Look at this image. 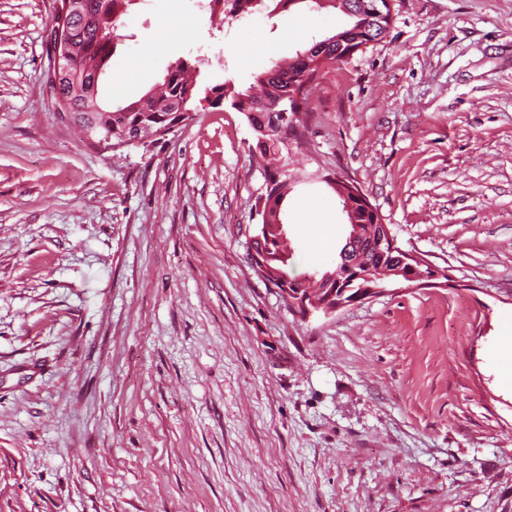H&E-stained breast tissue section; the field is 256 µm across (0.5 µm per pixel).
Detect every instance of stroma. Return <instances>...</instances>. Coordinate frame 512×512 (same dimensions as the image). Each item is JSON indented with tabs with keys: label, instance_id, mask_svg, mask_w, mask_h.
Returning a JSON list of instances; mask_svg holds the SVG:
<instances>
[{
	"label": "stroma",
	"instance_id": "1",
	"mask_svg": "<svg viewBox=\"0 0 512 512\" xmlns=\"http://www.w3.org/2000/svg\"><path fill=\"white\" fill-rule=\"evenodd\" d=\"M54 4L0 0V512H512V0H393L381 42L321 70L290 274L336 266L330 176L448 281L306 319L249 261L246 116L99 147L47 83ZM121 22L115 108L180 57L247 88L347 18L139 0Z\"/></svg>",
	"mask_w": 512,
	"mask_h": 512
}]
</instances>
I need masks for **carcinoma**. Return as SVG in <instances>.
Listing matches in <instances>:
<instances>
[{
  "label": "carcinoma",
  "mask_w": 512,
  "mask_h": 512,
  "mask_svg": "<svg viewBox=\"0 0 512 512\" xmlns=\"http://www.w3.org/2000/svg\"><path fill=\"white\" fill-rule=\"evenodd\" d=\"M262 2L209 0V7L213 17L227 14L241 18L256 11ZM324 2L345 14L348 25L289 59L273 61L248 89L237 91L226 83L202 89L197 84L199 60L180 58L168 67L158 87L125 107L111 110L99 100L98 82L122 42L120 20L132 0H80L79 10L68 15L71 35L60 48L62 78L53 89L59 109L68 111L89 136L111 137L114 149L131 145L147 131L158 141L174 133L184 120L174 110L176 104L183 112L193 113L195 101L205 100L213 109L228 104L244 114L256 131L252 153L275 168L265 194L255 204L260 222L250 241V261L257 275L280 290L288 285L319 289L329 284L316 274L300 277L288 272L292 255L282 214L290 176L284 166L276 165L277 154L288 141L301 137V104L309 99L322 67L328 62L342 63L370 42L383 39L388 24L383 17L362 13L360 0ZM350 251L368 264L376 262L374 248L359 237L351 242Z\"/></svg>",
  "instance_id": "carcinoma-1"
}]
</instances>
